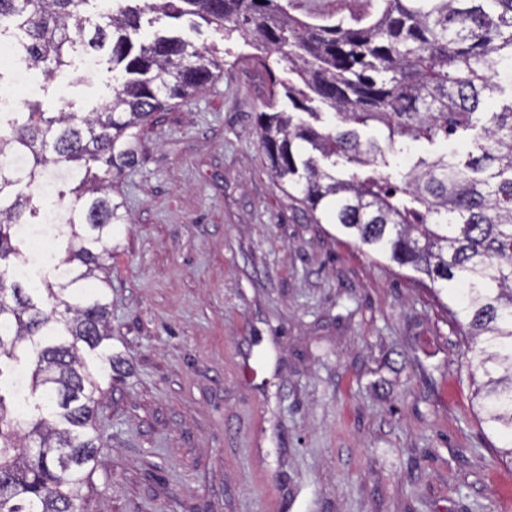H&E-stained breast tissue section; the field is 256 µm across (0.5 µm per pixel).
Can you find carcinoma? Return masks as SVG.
<instances>
[{"instance_id": "cac0c4a2", "label": "carcinoma", "mask_w": 512, "mask_h": 512, "mask_svg": "<svg viewBox=\"0 0 512 512\" xmlns=\"http://www.w3.org/2000/svg\"><path fill=\"white\" fill-rule=\"evenodd\" d=\"M88 2L0 0L28 68L54 76L77 48L107 45L112 72L100 112L0 111V512H76L106 456L96 417L112 377V301L100 273L128 223L110 190L137 162L133 129L224 76L213 51L140 39L147 13L260 41L288 74L292 107L338 120L320 130L269 103L258 136L275 182L300 192L293 200L315 223L451 291L448 314L485 378L481 422L504 438L497 457L512 460V100L480 111L501 76L512 82V0H381L357 27L301 20L281 0H112L90 38ZM372 124L384 140L362 138ZM459 131L470 133L464 158L386 160ZM36 238L55 251L29 265Z\"/></svg>"}]
</instances>
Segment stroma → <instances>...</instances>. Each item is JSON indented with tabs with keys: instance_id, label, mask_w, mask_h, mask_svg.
<instances>
[{
	"instance_id": "35a3bbf8",
	"label": "stroma",
	"mask_w": 512,
	"mask_h": 512,
	"mask_svg": "<svg viewBox=\"0 0 512 512\" xmlns=\"http://www.w3.org/2000/svg\"><path fill=\"white\" fill-rule=\"evenodd\" d=\"M283 4L353 26L379 0ZM157 34L216 51L224 75L155 113L119 185L109 454L77 512H512L446 291L311 223L272 179L257 116L292 108L275 54L188 16L145 15ZM24 67L0 52L16 111L111 101L81 62L14 81Z\"/></svg>"
}]
</instances>
